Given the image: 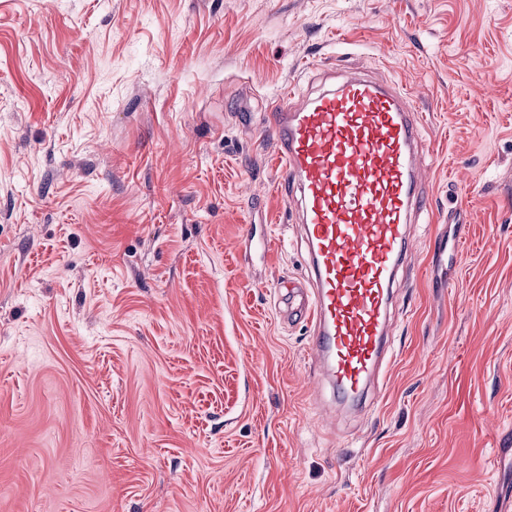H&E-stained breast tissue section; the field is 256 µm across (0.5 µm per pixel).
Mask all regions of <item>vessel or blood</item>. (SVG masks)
I'll return each mask as SVG.
<instances>
[{"mask_svg":"<svg viewBox=\"0 0 512 512\" xmlns=\"http://www.w3.org/2000/svg\"><path fill=\"white\" fill-rule=\"evenodd\" d=\"M265 120L306 246L307 285L288 314L313 328L310 355L334 395L322 413L333 421L364 410L388 352L409 227L429 211L418 188L423 126L409 91L362 72L307 96L288 86Z\"/></svg>","mask_w":512,"mask_h":512,"instance_id":"1","label":"vessel or blood"}]
</instances>
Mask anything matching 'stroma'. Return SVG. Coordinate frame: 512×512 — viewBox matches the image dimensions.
Listing matches in <instances>:
<instances>
[{
  "label": "stroma",
  "instance_id": "stroma-1",
  "mask_svg": "<svg viewBox=\"0 0 512 512\" xmlns=\"http://www.w3.org/2000/svg\"><path fill=\"white\" fill-rule=\"evenodd\" d=\"M360 66L414 93L431 217L382 395L329 427L262 116ZM509 497L512 0H0V512Z\"/></svg>",
  "mask_w": 512,
  "mask_h": 512
}]
</instances>
